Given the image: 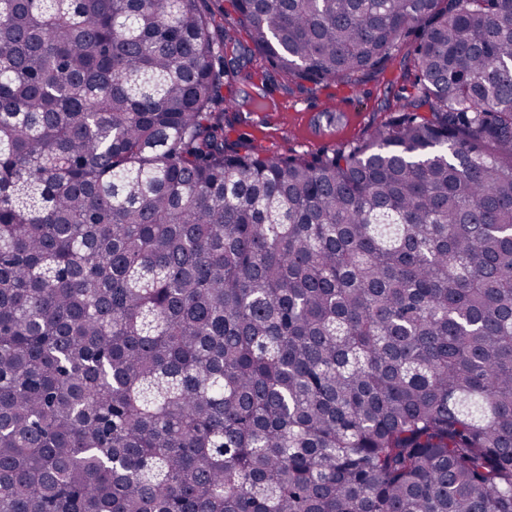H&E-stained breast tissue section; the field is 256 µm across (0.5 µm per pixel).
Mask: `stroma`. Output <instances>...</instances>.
Here are the masks:
<instances>
[{"label": "stroma", "instance_id": "obj_1", "mask_svg": "<svg viewBox=\"0 0 512 512\" xmlns=\"http://www.w3.org/2000/svg\"><path fill=\"white\" fill-rule=\"evenodd\" d=\"M204 5L219 22L215 40L223 41L229 34L238 42L236 63L221 74L214 105L224 115L228 142L305 158L341 150L367 137L374 126L389 122L413 90L415 70L403 49L348 81L314 85L293 79L268 66L230 0H205ZM257 88L268 103L261 112L247 97Z\"/></svg>", "mask_w": 512, "mask_h": 512}]
</instances>
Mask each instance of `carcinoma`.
<instances>
[{
	"instance_id": "obj_1",
	"label": "carcinoma",
	"mask_w": 512,
	"mask_h": 512,
	"mask_svg": "<svg viewBox=\"0 0 512 512\" xmlns=\"http://www.w3.org/2000/svg\"><path fill=\"white\" fill-rule=\"evenodd\" d=\"M203 2L0 0V512H512V0H233L314 84L418 33L311 159ZM205 8L220 22L214 39L224 41V29L237 39L235 66L216 65L220 94L214 105L224 113V136L229 143H246L283 156L310 158L322 151L341 150L367 137L370 130L389 122L401 99L414 91L415 70L408 47L393 53L378 67L358 73L349 81L314 85L273 69L255 50L247 24L229 0H205ZM263 90L268 108L255 112L247 92ZM233 102L227 107V102ZM344 104L345 119L320 104Z\"/></svg>"
}]
</instances>
